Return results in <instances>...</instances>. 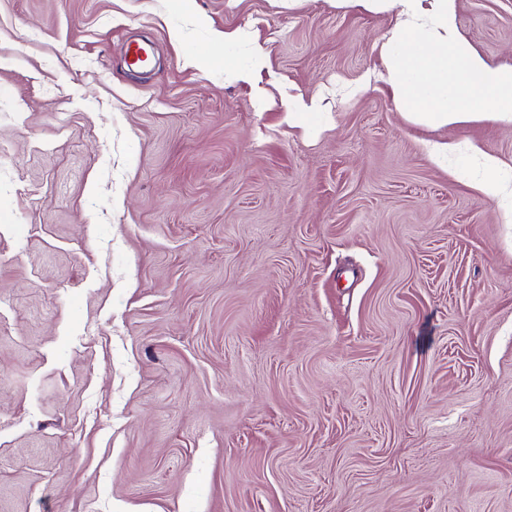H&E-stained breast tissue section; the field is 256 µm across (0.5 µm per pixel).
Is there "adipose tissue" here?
<instances>
[{
	"label": "adipose tissue",
	"instance_id": "adipose-tissue-1",
	"mask_svg": "<svg viewBox=\"0 0 512 512\" xmlns=\"http://www.w3.org/2000/svg\"><path fill=\"white\" fill-rule=\"evenodd\" d=\"M369 13L398 9L401 21L384 48L386 80L404 117L454 129L490 120L512 126V66L490 67L460 35L456 0H335ZM485 176L476 189L512 223V183L498 173L500 158L470 144Z\"/></svg>",
	"mask_w": 512,
	"mask_h": 512
}]
</instances>
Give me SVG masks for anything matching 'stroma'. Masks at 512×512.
Here are the masks:
<instances>
[{
    "label": "stroma",
    "mask_w": 512,
    "mask_h": 512,
    "mask_svg": "<svg viewBox=\"0 0 512 512\" xmlns=\"http://www.w3.org/2000/svg\"><path fill=\"white\" fill-rule=\"evenodd\" d=\"M397 22L0 0V512H512V225L425 150L512 128L405 120ZM456 24L512 66V0Z\"/></svg>",
    "instance_id": "obj_1"
}]
</instances>
